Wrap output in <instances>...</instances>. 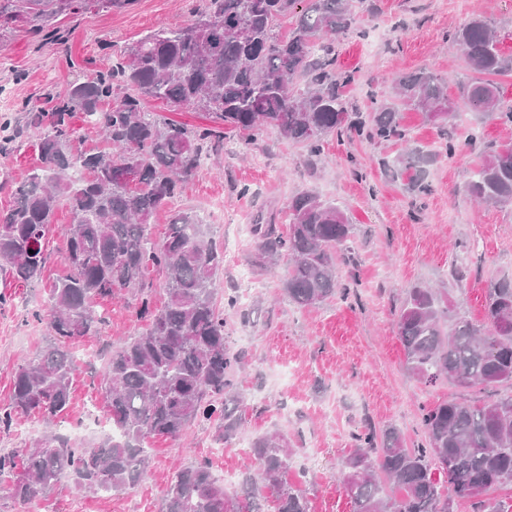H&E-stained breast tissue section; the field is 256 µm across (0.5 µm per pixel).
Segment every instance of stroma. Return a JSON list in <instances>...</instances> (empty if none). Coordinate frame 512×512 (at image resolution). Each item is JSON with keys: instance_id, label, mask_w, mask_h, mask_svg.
Here are the masks:
<instances>
[{"instance_id": "1", "label": "stroma", "mask_w": 512, "mask_h": 512, "mask_svg": "<svg viewBox=\"0 0 512 512\" xmlns=\"http://www.w3.org/2000/svg\"><path fill=\"white\" fill-rule=\"evenodd\" d=\"M375 17L364 18L361 31L336 46L337 68L352 74L343 89L349 106L368 111L373 98L391 92L393 77L428 68L448 81L447 94L457 100V80L468 68L450 46L456 26L476 14L495 27L500 46L512 54V0H375ZM208 0H134L131 6L94 9L59 18L66 42L43 41L20 23L0 26V92L13 99L11 117L23 121L24 107L48 108L49 98L73 83L111 69L120 54L149 31L188 23ZM482 122V146L462 148L441 158L427 175L430 189L408 191L404 179L393 178L382 166L384 157L403 144L438 146L443 129L420 112H401L404 141H339L328 138L317 170H309L304 151L277 130H266L256 145L226 132L223 147L207 155L184 186L173 208H191L205 215L216 238H224L236 222L256 211L280 215L289 198L304 189L341 205L354 226V268L339 267L350 286L345 300L300 310L288 303L280 280L288 263L280 261L258 274L264 284L249 305L253 323L227 318L232 346L249 354V367L239 377L246 395L242 429L224 456H209L207 442L218 434L213 424H190L180 440L149 439L148 475L138 486L87 497L72 482L61 481L43 499L20 512H161L165 491L183 465L207 462L213 476L242 473L255 467L250 453L254 438L270 432L287 437L296 453L289 480L306 470L310 512H352L342 472L355 449L354 437L372 426L397 427L407 443L422 437V407L444 399L482 402L492 390L463 388L452 382L424 384L405 368L395 320L404 290L425 282L448 289L452 300L474 321L484 316L487 281L512 276V209L476 207L462 192L470 169L479 164L486 146L512 142V125L468 114ZM67 209L56 214L57 232L46 241L48 257L41 283L16 288L0 305V408L10 402L17 363L35 356L49 334L36 318L52 284L63 279L65 241L61 226L69 224ZM470 248L468 272L455 277L453 260L459 246ZM136 296L95 300L104 325L100 335L75 343L84 354L72 375L70 404L59 432L88 411L106 415L94 387L102 351L141 325L135 317Z\"/></svg>"}]
</instances>
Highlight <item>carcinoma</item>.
I'll use <instances>...</instances> for the list:
<instances>
[{
	"instance_id": "cac0c4a2",
	"label": "carcinoma",
	"mask_w": 512,
	"mask_h": 512,
	"mask_svg": "<svg viewBox=\"0 0 512 512\" xmlns=\"http://www.w3.org/2000/svg\"><path fill=\"white\" fill-rule=\"evenodd\" d=\"M134 0H0V22L23 19L59 43L56 18L89 9L132 5ZM373 0H210L207 11L186 26L159 27L137 40L117 65L71 85L47 110H27L24 126L0 116V153L30 131L38 137L41 166L15 191L13 205L0 213V274L5 287L38 282L47 256L46 236L65 206L71 223L61 228L68 276L49 289L46 318L50 339L19 364L9 405L0 409V429L15 416L36 413L56 422L70 401L75 362L72 345L97 336L102 320L92 310L98 297L136 291L135 314L147 327L112 347L104 359L97 392L107 405L110 432L77 439L50 432L23 449V467L12 452H0V492L22 509L70 479L79 492L133 488L150 462L146 440L181 438L195 421L212 422L231 445L239 437L237 410L245 396L237 384L248 363L228 343L224 315L250 312L232 291L224 306L216 294L224 267V245L193 209L172 212L165 232L152 231L155 214L178 197L201 159L224 140L229 127L257 142L274 128L304 149L315 168L326 137L376 142L404 138L399 114L405 108L430 120L457 118L446 80L423 68L392 80L393 93L368 112H352L342 89L352 80L336 69V43L358 29ZM296 15L288 34L280 21ZM452 41L480 77L459 82V101L475 114L512 124V107L501 106L497 76L512 73V55L483 17L460 24ZM146 98L207 112L222 126H188L145 109ZM82 112L98 129L106 148L83 152L70 115ZM473 126L444 140L436 152L411 147L383 159L407 189L424 193L427 167L458 147L476 146ZM128 170L136 182L125 180ZM463 193L480 203L512 208V143L486 153L469 172ZM288 228L256 212L251 233L256 263L272 268L287 256L281 282L288 302L309 308L348 287L337 278L339 258L354 263L352 225L342 207L312 189L288 199ZM164 277L165 300L156 306L144 281L148 270ZM410 373L424 383L512 388V280L485 287L479 323L454 310L448 294L425 284L405 289L397 322ZM424 443L411 448L400 432L368 429L355 435L357 449L344 463L343 483L353 512H448V503L473 501L478 512H512L496 496L512 484V395L482 404L441 400L421 413ZM257 467L239 480L230 498L209 466L179 469L166 491L161 512H264L272 498L277 512H310L306 489L288 483L293 449L277 433L251 444Z\"/></svg>"
}]
</instances>
